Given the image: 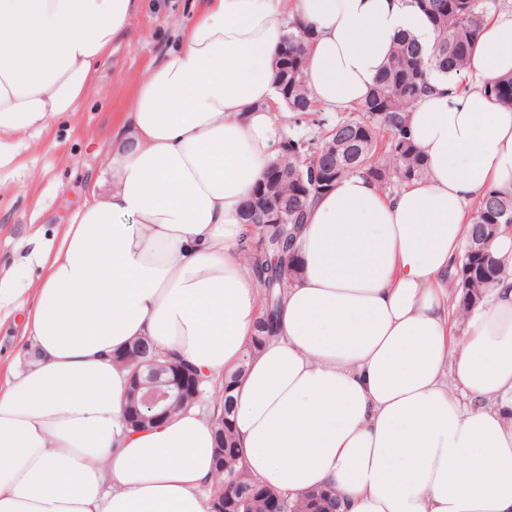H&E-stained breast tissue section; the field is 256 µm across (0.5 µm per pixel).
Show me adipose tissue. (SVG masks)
Wrapping results in <instances>:
<instances>
[{
    "mask_svg": "<svg viewBox=\"0 0 512 512\" xmlns=\"http://www.w3.org/2000/svg\"><path fill=\"white\" fill-rule=\"evenodd\" d=\"M142 0H0V168L26 136L78 112ZM314 34L306 83L361 102L404 36L436 33L413 0H298ZM285 0H204L181 48L151 68L91 199L44 258L29 361L0 383V512H211L214 435L195 407L127 428L145 336L234 402L240 463L292 499L335 490L347 512H512V273L457 335L454 277L468 205L512 194V13L467 70L407 116L426 171L399 191L339 179L294 243L298 277L258 350L262 280L241 246L244 203L295 119L279 102ZM238 375L230 391L222 383ZM118 363H124L131 372L141 367L147 360H154L157 363H164L165 357L160 354L146 337H139L123 350L113 354Z\"/></svg>",
    "mask_w": 512,
    "mask_h": 512,
    "instance_id": "1",
    "label": "adipose tissue"
}]
</instances>
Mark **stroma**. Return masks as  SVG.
Listing matches in <instances>:
<instances>
[{"mask_svg": "<svg viewBox=\"0 0 512 512\" xmlns=\"http://www.w3.org/2000/svg\"><path fill=\"white\" fill-rule=\"evenodd\" d=\"M202 0H144L130 31L112 45L99 78L73 118L26 138L0 169V276L38 283L34 254L54 244L104 171L135 86L176 47L178 24H191Z\"/></svg>", "mask_w": 512, "mask_h": 512, "instance_id": "35a3bbf8", "label": "stroma"}]
</instances>
